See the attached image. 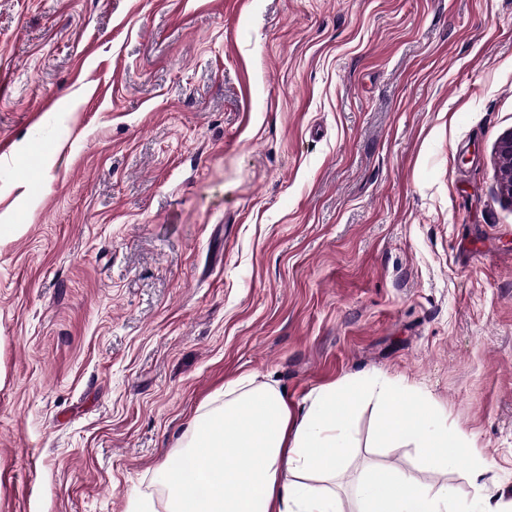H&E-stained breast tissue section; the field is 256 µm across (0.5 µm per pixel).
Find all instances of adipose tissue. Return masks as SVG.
Masks as SVG:
<instances>
[{"mask_svg": "<svg viewBox=\"0 0 512 512\" xmlns=\"http://www.w3.org/2000/svg\"><path fill=\"white\" fill-rule=\"evenodd\" d=\"M378 397L379 442L414 444L431 471L454 469L470 454L460 435L432 427L395 388L380 387ZM352 404L331 386L296 416L274 385L240 376L220 404L198 408L181 464L158 470L165 512H343L333 482L352 450ZM354 497L355 512H495L487 501H458L452 487L423 485L391 466L366 469Z\"/></svg>", "mask_w": 512, "mask_h": 512, "instance_id": "obj_1", "label": "adipose tissue"}]
</instances>
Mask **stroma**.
I'll return each mask as SVG.
<instances>
[{
    "label": "stroma",
    "instance_id": "obj_1",
    "mask_svg": "<svg viewBox=\"0 0 512 512\" xmlns=\"http://www.w3.org/2000/svg\"><path fill=\"white\" fill-rule=\"evenodd\" d=\"M0 70V512L160 510L243 374L490 464L356 393L345 512L373 464L512 506V0H0ZM378 397L385 414L377 437L379 442L414 444L420 453L421 466L431 471L452 470L470 454V445L460 435L433 428L408 397L394 387L381 386Z\"/></svg>",
    "mask_w": 512,
    "mask_h": 512
}]
</instances>
